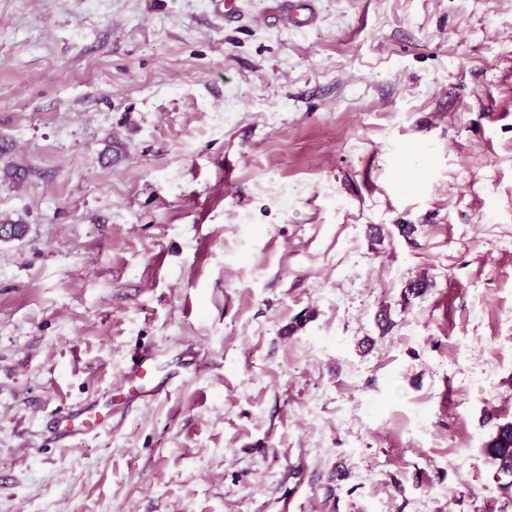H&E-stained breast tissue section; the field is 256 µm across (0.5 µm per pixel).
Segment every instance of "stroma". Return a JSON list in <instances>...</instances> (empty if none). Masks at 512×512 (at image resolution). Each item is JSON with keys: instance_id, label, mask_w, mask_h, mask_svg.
Here are the masks:
<instances>
[{"instance_id": "1", "label": "stroma", "mask_w": 512, "mask_h": 512, "mask_svg": "<svg viewBox=\"0 0 512 512\" xmlns=\"http://www.w3.org/2000/svg\"><path fill=\"white\" fill-rule=\"evenodd\" d=\"M314 3L0 0V512H512V0ZM111 419V410L102 413L95 405H85L62 417L57 421L56 427L62 438H71L83 434L93 427L106 425ZM487 454L501 470L512 471V423L501 425L488 443Z\"/></svg>"}]
</instances>
